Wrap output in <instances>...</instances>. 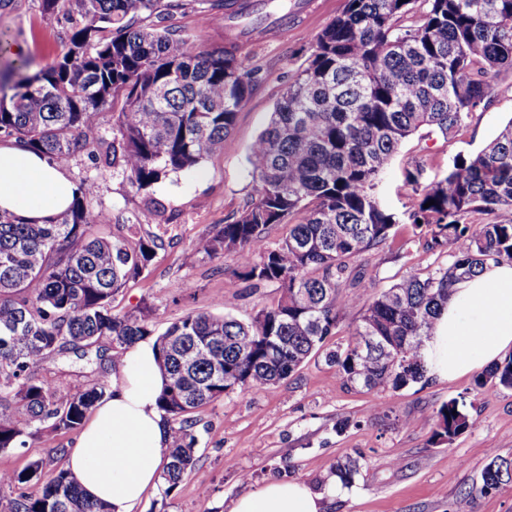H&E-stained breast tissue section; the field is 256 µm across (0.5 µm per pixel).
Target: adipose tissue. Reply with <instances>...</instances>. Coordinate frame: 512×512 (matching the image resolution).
<instances>
[{"mask_svg": "<svg viewBox=\"0 0 512 512\" xmlns=\"http://www.w3.org/2000/svg\"><path fill=\"white\" fill-rule=\"evenodd\" d=\"M76 186L57 163L24 147L0 145V210L30 219L70 205ZM512 351V263L488 262L455 283L425 344L428 376L453 381ZM164 379L152 340L127 350L112 374V396L98 404L70 448L67 469L87 497L112 512H134L166 464L170 432L157 406ZM324 498L302 481H280L238 497L231 512H324Z\"/></svg>", "mask_w": 512, "mask_h": 512, "instance_id": "obj_1", "label": "adipose tissue"}]
</instances>
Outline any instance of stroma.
<instances>
[{
	"label": "stroma",
	"mask_w": 512,
	"mask_h": 512,
	"mask_svg": "<svg viewBox=\"0 0 512 512\" xmlns=\"http://www.w3.org/2000/svg\"><path fill=\"white\" fill-rule=\"evenodd\" d=\"M260 13L285 25L281 39L241 45L239 55L257 80L239 110L223 152L207 157L194 170L154 186L152 194L165 206L160 230L165 244L136 280L112 299L125 312L148 306L156 333L190 312L214 310L230 300L234 315L252 320L277 302V288H250L233 279L234 254L204 257L194 242L225 223L254 193L248 154L266 128L288 82L305 63L317 35L345 8L346 0H282L283 10ZM174 22L189 33L197 48L224 43V12L209 0H189ZM62 19H46L41 0H0V40L24 48L33 67L46 65L67 50ZM512 121V77L501 80L491 96L474 109L449 137L419 131L403 142L378 193L396 212L410 210L415 194L405 181L406 170L421 167V180L440 179L454 158L477 152ZM73 183L90 180L97 189L91 205L113 218L139 217L151 223L144 194L131 189L120 172L96 168L81 156L64 164ZM374 267L379 288L410 273L427 274L448 257L425 249L408 224L396 225L380 251L363 255ZM361 317L360 307L343 310L335 333L321 354L274 388L235 391L197 412L199 444L194 466L167 497L150 490L135 512H230L233 501L276 480L309 483L325 495L327 512H455L462 494L475 497L473 512H512V481L481 495L482 472L490 454L512 460V390L476 388L474 375L451 382L425 378L401 390H372L346 385L327 352L347 343ZM462 403L471 428L452 441L436 442L430 416L448 400ZM345 422L337 430V422ZM77 435L43 430L27 447L0 453V473L43 460V479L66 467V449ZM360 464L353 483L331 488L328 477L336 463Z\"/></svg>",
	"instance_id": "obj_1"
}]
</instances>
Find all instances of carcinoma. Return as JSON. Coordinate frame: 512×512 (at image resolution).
<instances>
[{
    "label": "carcinoma",
    "instance_id": "carcinoma-1",
    "mask_svg": "<svg viewBox=\"0 0 512 512\" xmlns=\"http://www.w3.org/2000/svg\"><path fill=\"white\" fill-rule=\"evenodd\" d=\"M183 0H42L50 18L71 28L68 50L33 74L22 66L0 86V138L65 163L85 155L120 170L147 192L224 149L254 76L237 39L261 29L248 0H214L240 27L211 50H198L169 24ZM512 75V0H347L277 102L250 149L255 196L240 214L199 238L195 252H234L231 274L280 290L249 323L229 314L191 312L156 338L167 384L157 405L170 426L165 497L193 466L195 412L236 390L267 388L292 376L333 334L343 308L361 304L353 340L327 353L346 382L399 390L422 381L432 319L452 285L488 261L512 262V220L472 224L473 213L512 209V121L480 151L457 156L424 185L404 217L382 206L377 187L401 144L428 128L443 137ZM120 106L112 138L94 115ZM83 181L68 209L41 223L0 212V452L23 448L46 428L76 431L112 395L102 381L65 396L36 376L44 358L71 351L87 365L117 364L153 335L147 308L115 313L112 298L153 261L162 237L139 221L110 223ZM435 204L426 206L429 201ZM112 233H97L99 224ZM288 225L273 249L271 227ZM397 224H409L448 265L410 273L378 290L364 269L357 292L340 295L351 262L375 251ZM112 339V353L96 347ZM512 389V356L475 379ZM434 437L451 441L470 427L450 400L434 417ZM512 461L493 455L478 489L504 481ZM43 462L0 475L14 496L0 512H111L85 497L69 471L41 482ZM356 461L331 470L354 481Z\"/></svg>",
    "mask_w": 512,
    "mask_h": 512
}]
</instances>
